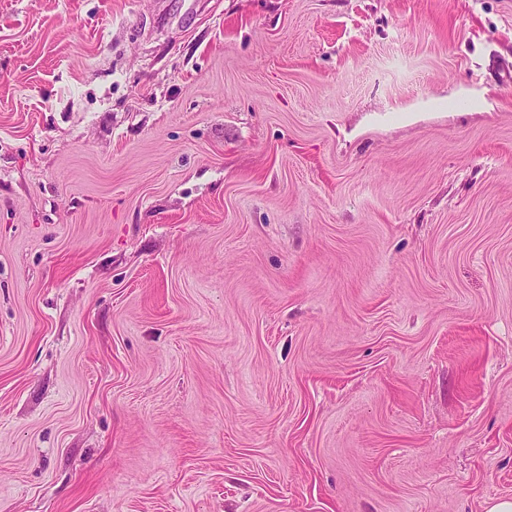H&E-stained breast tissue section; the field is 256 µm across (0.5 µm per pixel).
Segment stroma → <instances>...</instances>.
Returning <instances> with one entry per match:
<instances>
[{"mask_svg": "<svg viewBox=\"0 0 512 512\" xmlns=\"http://www.w3.org/2000/svg\"><path fill=\"white\" fill-rule=\"evenodd\" d=\"M512 499V0H0V512Z\"/></svg>", "mask_w": 512, "mask_h": 512, "instance_id": "stroma-1", "label": "stroma"}]
</instances>
